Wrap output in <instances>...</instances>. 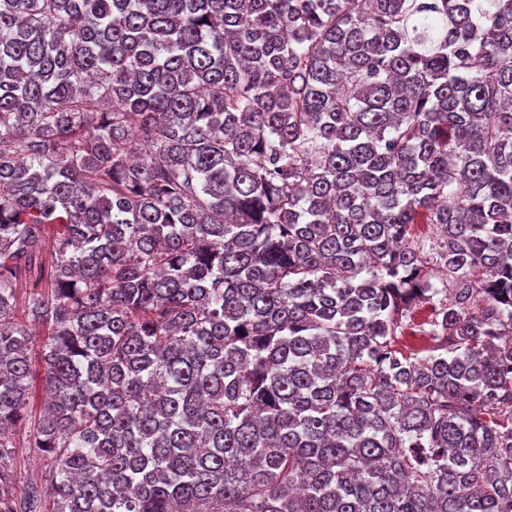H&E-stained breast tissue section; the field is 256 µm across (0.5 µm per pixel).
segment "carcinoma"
Wrapping results in <instances>:
<instances>
[{
  "label": "carcinoma",
  "mask_w": 512,
  "mask_h": 512,
  "mask_svg": "<svg viewBox=\"0 0 512 512\" xmlns=\"http://www.w3.org/2000/svg\"><path fill=\"white\" fill-rule=\"evenodd\" d=\"M47 498L512 512V0H0V512ZM410 239L414 245L420 246L430 256L434 257V261L430 260L428 270L431 275V283L434 288L443 289L444 292L434 297L435 302L438 303V299H445V295L448 298L452 296V289L454 288L453 283L448 280V272L442 267L437 257V252L441 250V240L433 230L431 224H413L410 231ZM437 259V262H436ZM447 288V291H445ZM432 316L431 303L420 304L412 310L407 318L403 319L404 327L401 330V335L398 332V346L401 349L405 348L407 351L418 353L419 356L426 355L428 350L435 346V342L430 334L429 322ZM410 336H419L422 338L420 343L414 344L410 341ZM11 464L15 476L14 488L20 490L30 479H36L48 471L53 463L38 456L30 448H14Z\"/></svg>",
  "instance_id": "obj_1"
}]
</instances>
